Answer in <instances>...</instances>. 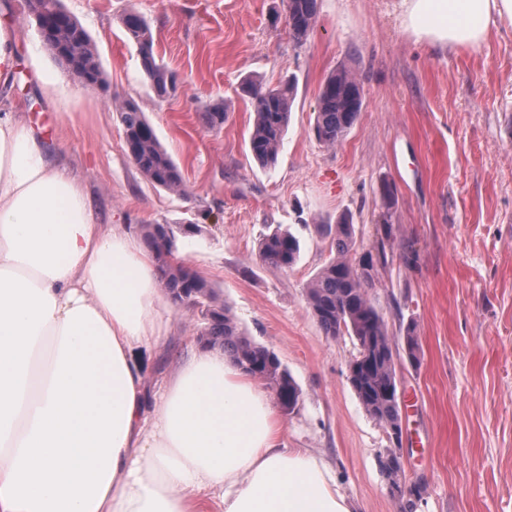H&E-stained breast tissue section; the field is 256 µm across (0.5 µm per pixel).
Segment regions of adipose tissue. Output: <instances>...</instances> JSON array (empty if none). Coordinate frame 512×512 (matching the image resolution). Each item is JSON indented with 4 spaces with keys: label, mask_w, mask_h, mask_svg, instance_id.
<instances>
[{
    "label": "adipose tissue",
    "mask_w": 512,
    "mask_h": 512,
    "mask_svg": "<svg viewBox=\"0 0 512 512\" xmlns=\"http://www.w3.org/2000/svg\"><path fill=\"white\" fill-rule=\"evenodd\" d=\"M416 41L480 47L512 0H395ZM151 254L99 224L67 169L0 97V512H355L323 458L281 446L267 389L169 338Z\"/></svg>",
    "instance_id": "adipose-tissue-1"
}]
</instances>
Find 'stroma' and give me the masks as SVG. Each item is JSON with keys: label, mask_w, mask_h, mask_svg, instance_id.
Returning a JSON list of instances; mask_svg holds the SVG:
<instances>
[{"label": "stroma", "mask_w": 512, "mask_h": 512, "mask_svg": "<svg viewBox=\"0 0 512 512\" xmlns=\"http://www.w3.org/2000/svg\"><path fill=\"white\" fill-rule=\"evenodd\" d=\"M95 42L109 93L82 86L44 45L25 0H6L15 26L13 90L20 118L44 130L50 163L83 182L100 223L139 231L191 224L177 256L198 271L256 342L276 353L301 390L282 414L283 442L334 470L357 512H512V27L477 48L441 51L415 41L393 0H318L303 41L285 0H63ZM149 24L175 95L159 99L121 17ZM351 70L363 107L333 147L313 133L320 88ZM294 79L288 129L275 166L252 157L254 114L245 80ZM145 112L187 186L181 197L144 180L127 155L115 112ZM223 106L217 130L199 114ZM391 198H383L384 187ZM348 215L353 263L372 258L367 296L418 360L395 358L402 435L393 442L347 381L357 342L331 338L312 316L307 285L329 260L323 224ZM288 229L297 262L276 270L258 256L263 236ZM173 339L142 352L150 381L175 369L197 317L167 306ZM400 456V491L380 461Z\"/></svg>", "instance_id": "1"}]
</instances>
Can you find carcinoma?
<instances>
[{"instance_id": "1", "label": "carcinoma", "mask_w": 512, "mask_h": 512, "mask_svg": "<svg viewBox=\"0 0 512 512\" xmlns=\"http://www.w3.org/2000/svg\"><path fill=\"white\" fill-rule=\"evenodd\" d=\"M286 3L291 33L294 39L301 41L307 38L315 22L317 0H286ZM27 5L35 21L50 20L54 24L55 41L45 42L52 54L58 55L57 47L65 46L71 61L84 67L93 66L94 82L102 89L109 87L95 42L64 8L62 0H27ZM121 21L137 47L142 70L157 97H170L176 91L175 76L157 60L149 25L141 15L132 11L125 13ZM244 92L250 98L254 112L250 152L260 165L272 166L277 162L282 137L288 127L294 86L286 82L267 87L252 82ZM361 107L362 89L353 73L341 68L330 74L318 95L313 127L316 138L329 147L341 143ZM117 115L128 155L140 174L155 187L179 196L187 195L181 170L160 143L137 103L132 99L123 100ZM225 118L222 106L200 115L201 123L208 129L220 127ZM324 228L327 233L334 234L336 254L309 282V308L325 335L334 338L348 334L356 339L359 351L348 364L347 379L372 418L387 428L398 427L395 340L367 298V268L357 270L350 258L355 246L353 224L343 215L336 225L326 224ZM141 234L154 255L158 284L165 296L176 302L194 295L212 309L211 319L203 324L201 345L224 351L244 372L269 386L284 411H294L299 404L300 390L277 355L254 342L240 328L230 309L219 300L205 278L174 261L178 235L168 234L165 225L158 223L142 225ZM299 251L297 238L276 228L262 238L259 259L267 267L286 269L296 263ZM381 469L389 483L397 484L403 471L400 457L388 454L381 461Z\"/></svg>"}]
</instances>
